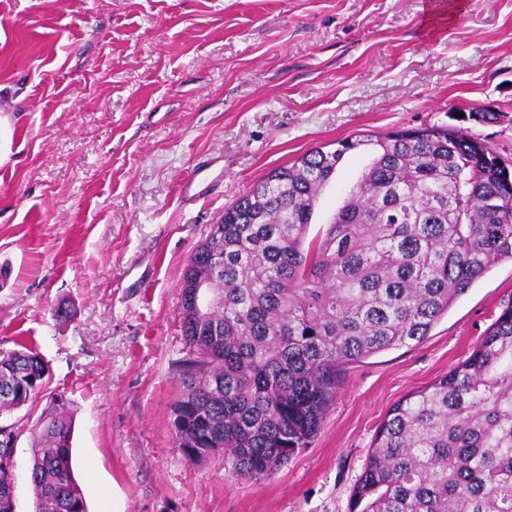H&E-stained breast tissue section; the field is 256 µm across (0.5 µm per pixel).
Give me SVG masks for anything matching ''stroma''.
Returning a JSON list of instances; mask_svg holds the SVG:
<instances>
[{
    "instance_id": "1",
    "label": "stroma",
    "mask_w": 512,
    "mask_h": 512,
    "mask_svg": "<svg viewBox=\"0 0 512 512\" xmlns=\"http://www.w3.org/2000/svg\"><path fill=\"white\" fill-rule=\"evenodd\" d=\"M465 2L427 34L429 0H0V347L35 349L73 400L89 512H351L391 408L512 302L503 260L422 343L352 364L311 445L267 479L175 447L181 280L226 206L365 133L446 125L512 159V0ZM474 106L501 118L462 119ZM369 162L343 158L311 231ZM210 166L221 181L180 196Z\"/></svg>"
}]
</instances>
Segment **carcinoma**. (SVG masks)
<instances>
[{"label":"carcinoma","instance_id":"1","mask_svg":"<svg viewBox=\"0 0 512 512\" xmlns=\"http://www.w3.org/2000/svg\"><path fill=\"white\" fill-rule=\"evenodd\" d=\"M363 146L372 159L355 189L308 237L322 189ZM504 259L512 170L459 131L345 138L272 170L224 209L184 272L177 450L195 461L220 451L232 476L267 478L312 443L349 366L422 342ZM48 383L37 352L0 350V417L47 393L30 429L36 512H87L73 401ZM18 430L0 429V512H15ZM352 512H512V303L466 359L390 410Z\"/></svg>","mask_w":512,"mask_h":512}]
</instances>
